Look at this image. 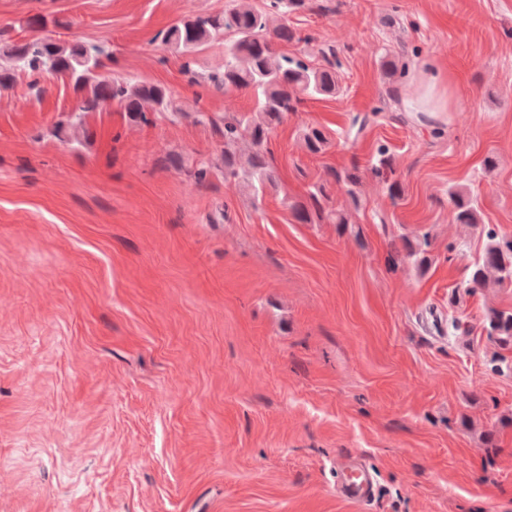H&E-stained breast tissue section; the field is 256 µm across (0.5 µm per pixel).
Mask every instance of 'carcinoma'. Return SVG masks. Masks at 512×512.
I'll return each instance as SVG.
<instances>
[{
    "label": "carcinoma",
    "instance_id": "1",
    "mask_svg": "<svg viewBox=\"0 0 512 512\" xmlns=\"http://www.w3.org/2000/svg\"><path fill=\"white\" fill-rule=\"evenodd\" d=\"M306 0H261L254 6L248 0H233L224 10L188 15L158 34V39L171 52L186 59V69L196 63V55L215 43L224 45V67L205 76V81L218 91L229 93L249 88L255 96V106L249 112L225 108L224 126L218 128L224 139V182L243 180L254 199L263 196L275 185L274 171L269 161V139L274 127L288 114L299 111L306 98L334 97L341 91V62L336 51H321L322 61L314 62L307 54L288 55L278 50L284 44L305 40L288 24V15L305 7ZM65 28L69 23L43 15L27 18L22 27L27 35L13 36L0 29V90L17 86L35 88L47 78L61 79L76 95V112H100L112 105L126 112L130 123L149 124L158 117L179 114L186 108L166 87L131 80L107 69L105 50L81 40L63 42L44 33L48 25ZM404 51H385L380 60L384 76L392 79L406 72ZM301 139L312 155L323 152L329 144V134L318 127L307 126ZM245 140L250 153L242 158L236 145ZM371 177L384 183L391 201L401 198L402 184L394 178V159L384 148L379 149L369 169ZM329 176L347 187L354 205H359L356 188L364 173L358 168L332 171ZM458 224L478 223L477 198L459 190L450 192ZM295 220L301 224H347L348 217L329 206L326 183L312 186L305 198L289 203ZM421 244L403 239L397 254L413 260L417 267L428 263ZM494 281L501 286L512 285V239L500 238L490 230L480 258L469 267L464 288L469 293ZM484 328L504 344L512 342V311L492 309L485 316Z\"/></svg>",
    "mask_w": 512,
    "mask_h": 512
}]
</instances>
